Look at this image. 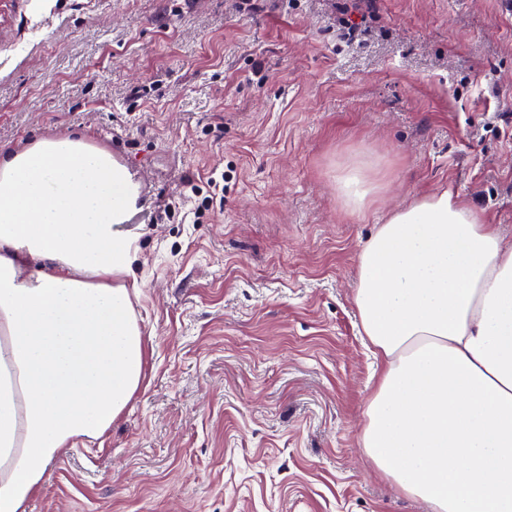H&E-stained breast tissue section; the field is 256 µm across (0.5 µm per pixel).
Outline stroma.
Returning a JSON list of instances; mask_svg holds the SVG:
<instances>
[{
	"label": "stroma",
	"mask_w": 512,
	"mask_h": 512,
	"mask_svg": "<svg viewBox=\"0 0 512 512\" xmlns=\"http://www.w3.org/2000/svg\"><path fill=\"white\" fill-rule=\"evenodd\" d=\"M372 4L0 0V147L83 133L141 195L142 387L26 512H429L358 444L357 261L445 190L512 245V0ZM377 189L359 170L349 172L337 184V192L343 205L352 211L363 210L368 197Z\"/></svg>",
	"instance_id": "35a3bbf8"
}]
</instances>
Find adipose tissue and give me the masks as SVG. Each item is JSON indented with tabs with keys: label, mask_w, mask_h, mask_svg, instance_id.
Masks as SVG:
<instances>
[{
	"label": "adipose tissue",
	"mask_w": 512,
	"mask_h": 512,
	"mask_svg": "<svg viewBox=\"0 0 512 512\" xmlns=\"http://www.w3.org/2000/svg\"><path fill=\"white\" fill-rule=\"evenodd\" d=\"M139 200L78 134L0 155V512L142 384ZM353 302L381 368L358 431L374 471L429 512H512V246L456 194L420 197L362 248Z\"/></svg>",
	"instance_id": "adipose-tissue-1"
}]
</instances>
